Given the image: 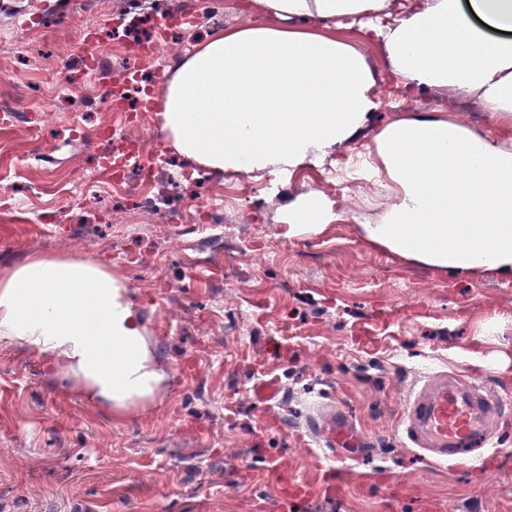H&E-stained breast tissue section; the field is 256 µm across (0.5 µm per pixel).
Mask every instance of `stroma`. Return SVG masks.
<instances>
[{
  "label": "stroma",
  "mask_w": 512,
  "mask_h": 512,
  "mask_svg": "<svg viewBox=\"0 0 512 512\" xmlns=\"http://www.w3.org/2000/svg\"><path fill=\"white\" fill-rule=\"evenodd\" d=\"M27 2L0 9V65L20 75L59 72L79 59L89 31L106 72L126 65L104 35L110 18L90 15L61 53L50 27L74 0H42L47 28L39 34L14 23ZM38 103L55 112L51 134L62 141L47 168L76 158L91 176L111 143L65 135L76 121L94 131L99 111L61 92ZM153 131L165 147L173 201L194 204L204 185L184 182L190 164L161 125ZM317 173L307 166L285 177L268 214L238 201L239 217L223 238L246 241L250 257L230 276L220 266L191 265L189 238H172L167 225L114 232L115 202L105 192L78 207L40 199L55 209L58 229L34 240L0 223L1 264L41 253L111 266L129 285L166 374L160 404L118 421L33 356L0 344V512H268L299 480L312 485L301 512H512V407L503 409L486 459L455 467L407 447L399 428L413 392L437 372L512 399V279L394 257L353 218L378 213L365 193L343 200L345 220L286 237L277 217L299 191H311ZM87 212L96 223L75 225ZM223 238L209 241L213 253ZM254 255L266 260L257 275ZM264 373L284 389L269 412L250 395ZM324 403L349 414L376 452L320 487L315 480L331 462L308 425Z\"/></svg>",
  "instance_id": "35a3bbf8"
}]
</instances>
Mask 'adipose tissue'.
<instances>
[{
    "label": "adipose tissue",
    "mask_w": 512,
    "mask_h": 512,
    "mask_svg": "<svg viewBox=\"0 0 512 512\" xmlns=\"http://www.w3.org/2000/svg\"><path fill=\"white\" fill-rule=\"evenodd\" d=\"M265 22L213 32L180 63L157 113L196 168L284 176L348 147L379 104L350 43L299 22L355 21L388 0H260ZM408 85L473 95L496 131L439 116L390 121L363 165L382 213L365 238L438 269L512 275V0H419L374 24ZM339 202L298 197L280 223L298 236L336 221ZM28 351L123 419L156 403L165 374L128 286L103 263L33 254L0 266V343Z\"/></svg>",
    "instance_id": "obj_1"
}]
</instances>
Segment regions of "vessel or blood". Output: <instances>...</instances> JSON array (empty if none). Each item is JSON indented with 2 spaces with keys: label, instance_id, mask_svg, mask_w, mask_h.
Returning a JSON list of instances; mask_svg holds the SVG:
<instances>
[{
  "label": "vessel or blood",
  "instance_id": "vessel-or-blood-1",
  "mask_svg": "<svg viewBox=\"0 0 512 512\" xmlns=\"http://www.w3.org/2000/svg\"><path fill=\"white\" fill-rule=\"evenodd\" d=\"M280 391L278 378L268 376L255 384L252 396L257 404L267 407L276 402ZM498 412V401L482 387L439 373L415 392L403 433L416 447L433 453L437 463L453 465L489 447L490 425ZM311 431L318 447L328 449L335 459L351 458L353 450L374 445L356 430L350 416L334 405L314 417Z\"/></svg>",
  "mask_w": 512,
  "mask_h": 512
}]
</instances>
